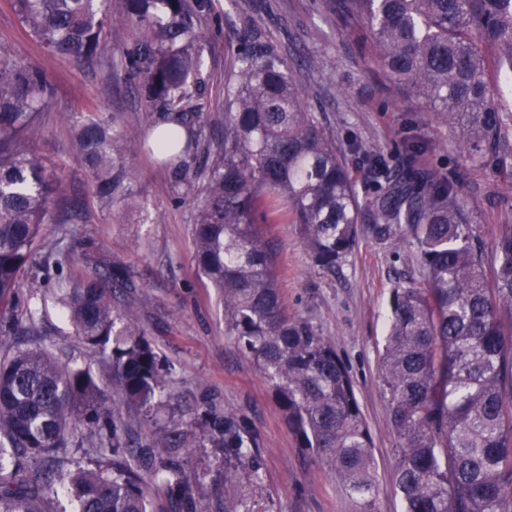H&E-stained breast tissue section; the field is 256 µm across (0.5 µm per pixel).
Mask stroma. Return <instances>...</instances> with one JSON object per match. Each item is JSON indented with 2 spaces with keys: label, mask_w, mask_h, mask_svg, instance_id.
I'll list each match as a JSON object with an SVG mask.
<instances>
[{
  "label": "stroma",
  "mask_w": 512,
  "mask_h": 512,
  "mask_svg": "<svg viewBox=\"0 0 512 512\" xmlns=\"http://www.w3.org/2000/svg\"><path fill=\"white\" fill-rule=\"evenodd\" d=\"M336 3L242 0L234 9L227 0H213L206 27L202 97L212 149L223 142L224 69L247 15L272 32L287 54L318 60L316 69L299 68L297 76L309 88V102L333 135L360 198L372 197L374 188L365 182L351 144L381 155L398 172L407 144L423 142L425 150L417 166L455 173L457 204L474 236L492 247L496 226L512 224V157L464 158L452 128L390 83L364 28L345 20ZM0 48L17 61L41 68L54 84V101L42 116L45 135L36 150L47 166L64 176V205L77 207L79 234L131 270L135 287L123 297L122 309L174 364L172 391L216 393L258 430L262 481L250 500L252 512H358L355 497L299 448L270 385L233 338L225 335L223 304L193 263L192 223L198 198L180 196L168 172L143 148L150 126L143 120L145 108L137 92L125 80L120 40H113L92 67L51 56L8 0H0ZM90 101L102 111L141 118L127 132L126 152L138 171L142 207L121 224L112 223L93 204L90 181L68 151L70 129L60 115L78 111ZM373 224L372 211H365L351 253L333 273L313 266L297 225L271 224L267 230L281 257V286L289 313L313 321L331 337L354 382L373 438L376 510L404 512L394 488L396 438L381 390L380 353L392 289L421 286L424 273L419 245L410 230L388 237L377 234ZM44 329L49 342L75 349L79 364L89 366L100 383H107L106 363L80 349L57 306H49Z\"/></svg>",
  "instance_id": "35a3bbf8"
}]
</instances>
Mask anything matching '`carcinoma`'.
Masks as SVG:
<instances>
[{"label":"carcinoma","instance_id":"1","mask_svg":"<svg viewBox=\"0 0 512 512\" xmlns=\"http://www.w3.org/2000/svg\"><path fill=\"white\" fill-rule=\"evenodd\" d=\"M41 48L93 64L126 32L122 64L148 110L156 155L185 193L204 174L193 220V261L224 303V333L257 365L298 447L376 512L373 439L348 369L330 337L288 314L278 257L264 224H297L314 267L334 272L351 252L363 211L355 181L295 76L296 59L246 17L224 75V149L213 156L200 91L212 0H11ZM370 30L390 80L455 129L474 158L506 147L512 115L490 70L512 72V0H347ZM55 96L44 71L0 50V512H156L144 476L174 512H249L261 481V438L239 411L202 396L190 421H164L174 365L125 320L117 293L129 269L75 234L55 211L66 187L32 150ZM71 150L92 199L112 220L140 206L125 154L129 120L65 112ZM361 155L380 233L407 227L420 246L424 285L392 290L381 382L399 464L404 512H512V224L493 251L472 243L454 203L456 176L399 174ZM48 294L73 335L111 370L104 388L88 367L53 350L42 309L16 303ZM198 448L222 458L193 465ZM89 456L74 466L70 450Z\"/></svg>","mask_w":512,"mask_h":512}]
</instances>
